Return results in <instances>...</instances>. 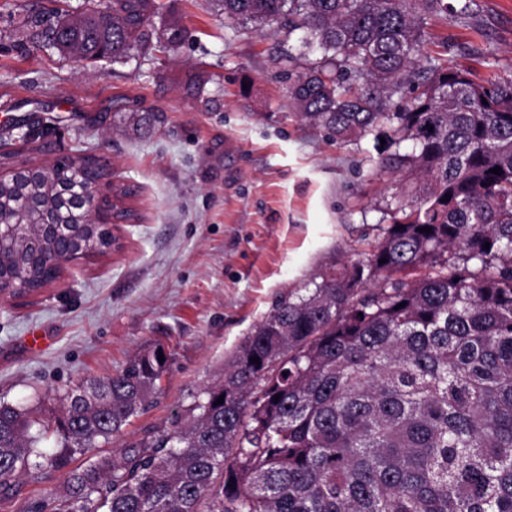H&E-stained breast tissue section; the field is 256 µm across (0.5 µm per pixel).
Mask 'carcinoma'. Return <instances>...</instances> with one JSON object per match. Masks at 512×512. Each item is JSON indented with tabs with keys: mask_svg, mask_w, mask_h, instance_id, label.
<instances>
[{
	"mask_svg": "<svg viewBox=\"0 0 512 512\" xmlns=\"http://www.w3.org/2000/svg\"><path fill=\"white\" fill-rule=\"evenodd\" d=\"M220 3L229 25L304 32L292 62L321 49L285 74L288 97L336 142L385 139L401 194L367 257L280 300L188 423L71 469L147 409L167 362L155 350L65 392L36 469L66 470V490L28 512H512V81L450 63L427 31L475 0ZM162 8L103 0L24 25L116 62L183 42L155 27ZM32 426L0 401V497L30 469Z\"/></svg>",
	"mask_w": 512,
	"mask_h": 512,
	"instance_id": "cac0c4a2",
	"label": "carcinoma"
}]
</instances>
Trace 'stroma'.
Here are the masks:
<instances>
[{
    "label": "stroma",
    "instance_id": "obj_1",
    "mask_svg": "<svg viewBox=\"0 0 512 512\" xmlns=\"http://www.w3.org/2000/svg\"><path fill=\"white\" fill-rule=\"evenodd\" d=\"M164 2L183 45L91 63L27 40L24 17L50 0H0V153L43 164L95 155L135 190L140 215L120 227L122 252L67 265L29 300L0 295V400L49 420L63 410L58 392L163 347L161 387L103 447L109 456L186 414L279 300L364 259L399 192L373 136L329 141L292 107L280 73L300 34L229 26L217 0ZM430 31L447 36L453 64L486 73L455 49L471 42L494 49L498 76L512 79V0H476L473 15ZM33 120L46 144L17 151L16 125ZM64 480L20 478L0 512H26Z\"/></svg>",
    "mask_w": 512,
    "mask_h": 512
}]
</instances>
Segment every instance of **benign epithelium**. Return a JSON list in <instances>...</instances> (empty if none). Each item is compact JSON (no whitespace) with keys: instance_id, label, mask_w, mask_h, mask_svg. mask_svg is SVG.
Returning a JSON list of instances; mask_svg holds the SVG:
<instances>
[{"instance_id":"1","label":"benign epithelium","mask_w":512,"mask_h":512,"mask_svg":"<svg viewBox=\"0 0 512 512\" xmlns=\"http://www.w3.org/2000/svg\"><path fill=\"white\" fill-rule=\"evenodd\" d=\"M97 166L105 176L96 177L83 156L57 172L58 187L62 188L64 203L73 208L88 210L97 215L94 224H68L60 213L20 198L13 211L17 214L10 223L0 222V257L14 255L16 264L0 263V294L15 299L39 295L60 277L66 265L81 260L104 257L123 248L120 237L113 232V206L105 203L102 187L111 180L112 170L102 160ZM43 174L39 163L22 162L0 170V185L21 187L39 179Z\"/></svg>"}]
</instances>
